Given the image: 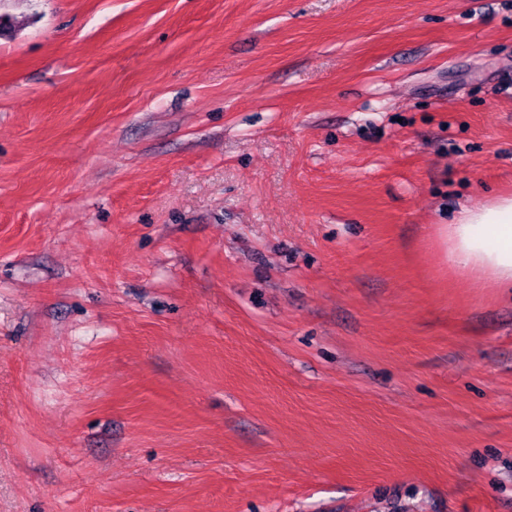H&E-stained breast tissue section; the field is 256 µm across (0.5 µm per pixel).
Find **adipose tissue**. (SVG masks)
<instances>
[{"label": "adipose tissue", "instance_id": "adipose-tissue-1", "mask_svg": "<svg viewBox=\"0 0 512 512\" xmlns=\"http://www.w3.org/2000/svg\"><path fill=\"white\" fill-rule=\"evenodd\" d=\"M442 262L460 273L478 272L512 288V197L462 209L438 229Z\"/></svg>", "mask_w": 512, "mask_h": 512}]
</instances>
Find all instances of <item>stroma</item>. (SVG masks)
<instances>
[{"label":"stroma","mask_w":512,"mask_h":512,"mask_svg":"<svg viewBox=\"0 0 512 512\" xmlns=\"http://www.w3.org/2000/svg\"><path fill=\"white\" fill-rule=\"evenodd\" d=\"M0 13V512H512V0ZM442 262L460 273L479 272L499 288H512V197L463 208L438 229Z\"/></svg>","instance_id":"35a3bbf8"}]
</instances>
